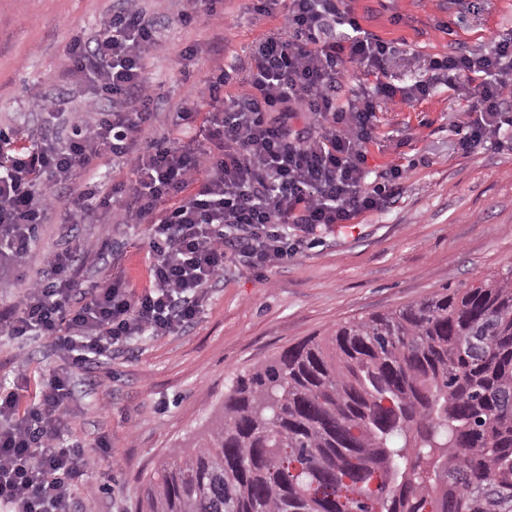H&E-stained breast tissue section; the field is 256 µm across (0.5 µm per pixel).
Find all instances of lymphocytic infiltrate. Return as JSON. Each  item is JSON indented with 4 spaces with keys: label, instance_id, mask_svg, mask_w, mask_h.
Here are the masks:
<instances>
[{
    "label": "lymphocytic infiltrate",
    "instance_id": "obj_1",
    "mask_svg": "<svg viewBox=\"0 0 512 512\" xmlns=\"http://www.w3.org/2000/svg\"><path fill=\"white\" fill-rule=\"evenodd\" d=\"M248 11L281 17V34L255 43L240 93L225 96L227 69L201 80L190 95L208 110L173 112L176 138L138 146L157 115L158 92L143 69L158 27L139 0H121L95 40L77 34L67 47L72 73L96 86L88 103L96 123L82 126L74 114L77 131L67 139L0 142V261L21 263L57 210L62 223L91 224L99 207L118 201L126 223L152 227L149 288L115 278L82 291L77 260L105 248L83 242L55 253L46 274L0 308L1 334L52 338L66 360L30 404L19 391L0 393V512H73L77 480L98 466L69 436L74 370L134 337L192 323L226 261L264 268L287 257L289 228L307 236L386 206V195L364 186L376 97L421 99L437 79L466 76L479 114L459 132L468 154L495 142L512 112V33L483 52L434 58L429 78L398 86L384 79L391 46L362 28L350 0H249ZM349 61L378 81L344 100ZM302 116L306 126L295 128ZM104 160L127 168L133 192L120 187L99 198ZM73 183L79 190L68 201L51 191Z\"/></svg>",
    "mask_w": 512,
    "mask_h": 512
}]
</instances>
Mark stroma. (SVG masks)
<instances>
[{"mask_svg":"<svg viewBox=\"0 0 512 512\" xmlns=\"http://www.w3.org/2000/svg\"><path fill=\"white\" fill-rule=\"evenodd\" d=\"M114 0H0V133L67 138L64 117L43 124L30 99L54 97L60 111L96 116L87 107L91 81L69 71L71 37L93 35ZM161 22L159 46L145 76L163 113L138 138L149 147L168 132L166 115L192 84L218 66L245 71L254 43L279 32L278 18H252L246 0H224V17L189 27L170 22L187 0H143ZM365 30L393 42L387 79L397 85L429 74V63L458 48L484 50L512 32V0H481L460 14L453 0H353ZM197 53L185 61L181 53ZM476 115L462 83L436 84L420 101H376L374 140L367 147L366 185L384 186L392 167L404 177L387 206L353 223L318 230L299 255L264 269L232 261L211 283L197 321L170 336L143 335L77 370L68 399L72 430L85 452L111 448L76 512H136L146 482L162 461L197 436L224 403L233 379L337 324L394 309L442 288L470 285L512 269V127L498 142L467 154L457 131ZM150 227L125 223L114 206L96 224L41 225L25 262L0 270V306L14 302L42 275L52 254L82 241L106 239L103 254L85 258L79 279L91 288L122 276L148 286ZM61 360L51 338L0 335V392L26 386L35 394Z\"/></svg>","mask_w":512,"mask_h":512,"instance_id":"35a3bbf8","label":"stroma"}]
</instances>
